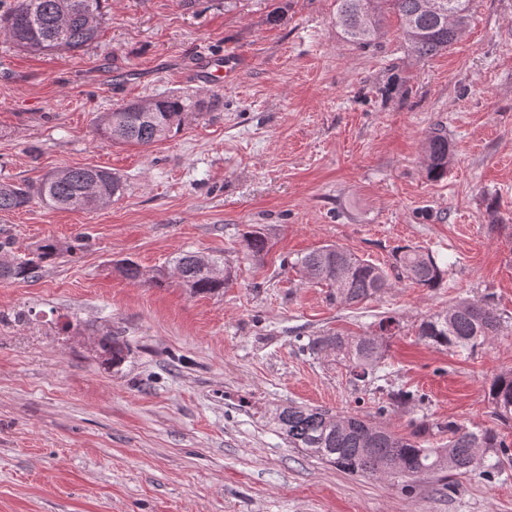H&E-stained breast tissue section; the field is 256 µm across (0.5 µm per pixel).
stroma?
I'll use <instances>...</instances> for the list:
<instances>
[{"instance_id": "1", "label": "stroma", "mask_w": 512, "mask_h": 512, "mask_svg": "<svg viewBox=\"0 0 512 512\" xmlns=\"http://www.w3.org/2000/svg\"><path fill=\"white\" fill-rule=\"evenodd\" d=\"M96 42L29 52L0 37V181L71 166L118 174L104 209L41 200L0 213V257L63 253L34 281L0 280V512H512V457L494 472L350 474L290 447L277 407L385 412L396 431L493 427L488 399L512 370V331L473 354L419 340L424 318L490 297L512 318V0H474L468 27L420 58L396 15L375 44L337 27L336 0H107ZM239 55L219 89L189 77L198 53ZM218 95L208 114L151 147L95 130L129 100ZM443 126L448 173L426 171ZM506 231L490 233L491 218ZM270 240L260 260L240 242ZM336 245L390 267L404 245L451 260L443 285L409 281L356 304L294 266ZM186 251L223 256L213 294L171 277ZM136 261L162 285L125 279ZM387 337L380 380H355L308 339ZM123 340L112 366L98 343ZM418 394L403 407L389 391Z\"/></svg>"}]
</instances>
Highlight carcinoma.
<instances>
[{"mask_svg": "<svg viewBox=\"0 0 512 512\" xmlns=\"http://www.w3.org/2000/svg\"><path fill=\"white\" fill-rule=\"evenodd\" d=\"M104 0H12L0 12V36L28 51H74L96 39L100 25L89 17L104 16ZM336 25L345 37L361 47L374 43L385 14L398 15L402 32L411 49L421 58L432 57L448 49L467 25L473 0H336ZM215 100L184 95L150 99L149 111L137 109L131 101L104 112L96 124L97 133L117 143L149 147L178 133L192 115H200L214 106ZM428 175L434 180L448 171L450 148L441 128L431 132L427 141ZM124 190L117 174L98 167H71L50 175L33 187L24 183H0V212L15 211L38 197L63 210L106 207ZM244 253L259 258L268 252V240L259 232L243 236ZM60 249L53 242L41 247L33 259L0 263V280H34L44 264L55 260ZM174 271L183 287L196 294L219 291L231 276V270L216 276L212 268L219 258L197 253L178 256ZM314 283L325 282L336 290V299L345 303L365 301L393 286L389 271L365 262L335 245L311 251L295 262ZM395 279L406 278L421 288H434L448 274L433 254L410 245L393 254ZM395 321L378 323L374 335L346 339L339 335L315 336L305 348L312 354L333 352L349 362L355 379L379 378L385 356L384 336L392 335ZM503 319L487 299L462 298L448 309L433 314L419 325L418 336L434 347L474 351L502 331ZM106 360L114 365L124 360L123 346L115 337L101 342ZM488 396L494 414L509 419L512 414V371L495 375ZM281 434L293 448L336 465L348 473L389 476L401 472L414 478L444 470L465 473L481 465L475 457L479 449L507 452L508 445L492 428H469L448 422V443L439 448L427 446L425 431L403 435L383 417L338 415L328 409L283 406L272 416Z\"/></svg>", "mask_w": 512, "mask_h": 512, "instance_id": "obj_1", "label": "carcinoma"}]
</instances>
